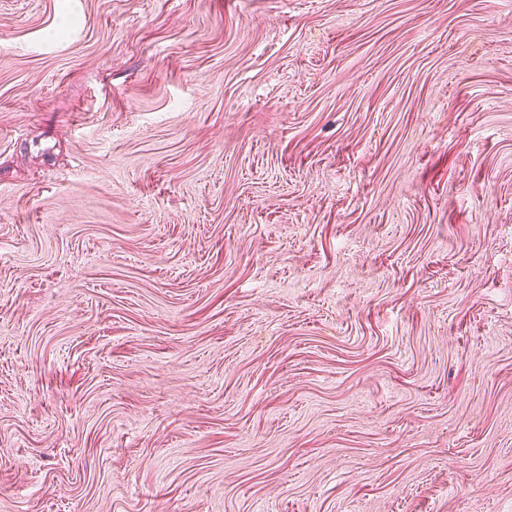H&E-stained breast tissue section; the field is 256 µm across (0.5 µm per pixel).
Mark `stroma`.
Instances as JSON below:
<instances>
[{
  "instance_id": "35a3bbf8",
  "label": "stroma",
  "mask_w": 512,
  "mask_h": 512,
  "mask_svg": "<svg viewBox=\"0 0 512 512\" xmlns=\"http://www.w3.org/2000/svg\"><path fill=\"white\" fill-rule=\"evenodd\" d=\"M0 512H512V0H0Z\"/></svg>"
}]
</instances>
